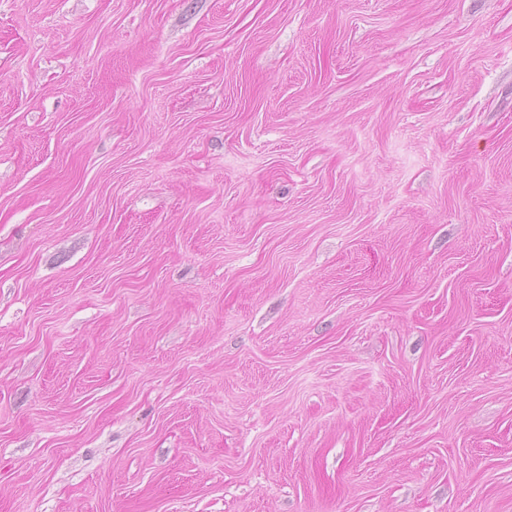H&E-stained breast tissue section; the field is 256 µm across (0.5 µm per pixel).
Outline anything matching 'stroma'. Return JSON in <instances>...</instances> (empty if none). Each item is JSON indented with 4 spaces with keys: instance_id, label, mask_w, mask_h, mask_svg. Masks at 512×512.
<instances>
[{
    "instance_id": "stroma-1",
    "label": "stroma",
    "mask_w": 512,
    "mask_h": 512,
    "mask_svg": "<svg viewBox=\"0 0 512 512\" xmlns=\"http://www.w3.org/2000/svg\"><path fill=\"white\" fill-rule=\"evenodd\" d=\"M0 512H512V0H0Z\"/></svg>"
}]
</instances>
